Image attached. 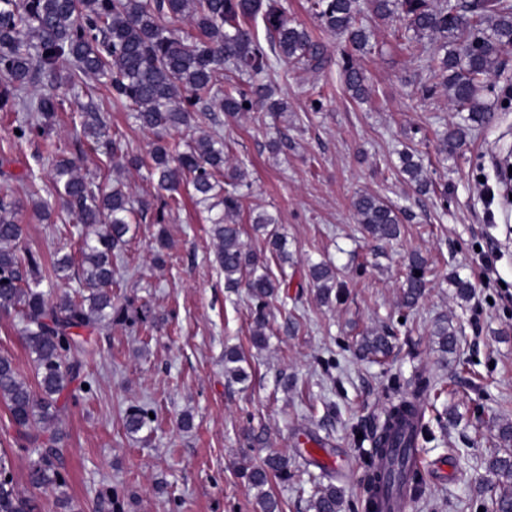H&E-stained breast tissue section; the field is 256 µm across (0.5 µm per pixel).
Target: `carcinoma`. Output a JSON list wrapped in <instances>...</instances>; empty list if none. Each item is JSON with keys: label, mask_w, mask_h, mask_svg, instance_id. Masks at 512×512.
Wrapping results in <instances>:
<instances>
[{"label": "carcinoma", "mask_w": 512, "mask_h": 512, "mask_svg": "<svg viewBox=\"0 0 512 512\" xmlns=\"http://www.w3.org/2000/svg\"><path fill=\"white\" fill-rule=\"evenodd\" d=\"M364 0H312L311 10L323 29L366 49L371 33L363 24ZM379 21H398L413 32L406 49L424 61L433 77L442 78L448 97L459 111L467 113L462 123L450 129L442 140V152L452 155L471 132L489 123L491 108L480 100L481 79L497 68L501 54L512 48V0H470L456 9L448 0L434 6L429 0H370ZM189 17L197 36H183L177 23ZM263 24L265 41L256 28ZM438 35L443 43L430 48L422 43ZM324 47L310 32L291 22L280 0H0V110L22 114L16 125L17 139L47 136L65 99L56 89L67 84L90 91L85 78L99 81L100 89L113 105L128 109L133 122L156 131L157 139L144 155L129 154L126 163L146 169L161 198L156 221L164 223V210L179 206L177 193L190 189L195 202L221 208L211 218L216 240L215 261L224 272L229 288L247 289L253 309V346L266 347L267 313L270 303L288 306L286 277L275 278L266 265L245 249L236 217L248 197L245 173L234 170L224 183V139L200 130L219 110L230 117L241 112L288 111L286 102L253 88L258 76H271L280 64L295 69H320L325 65ZM69 64L67 77L61 76ZM343 83L356 98L367 94L363 71L346 61ZM83 134L117 152L120 142L112 136L104 116L91 107L82 112ZM186 129L185 145L169 142L161 132ZM55 194L64 210L83 227L79 256L65 252L45 267L34 254L22 255L17 243L22 225L16 221L18 208L0 199V313L16 310L23 327L22 340L32 357L36 386L19 378L12 358L0 355V401L9 411L13 425L26 432L40 426L48 436L27 468L28 488L14 481L12 458L0 452V512H41L34 490L60 491L67 485L58 462L60 397L83 368L79 354L87 339L81 331L96 323L135 324L128 307L112 301L117 269L115 251L126 242L137 215L152 202L137 200L120 185L105 192L79 172L77 163L49 152ZM400 172L408 175L418 190H427V178L414 155L400 153ZM362 230L377 241H392L400 235L396 209L378 196L359 195L354 202ZM257 227L267 231L268 243L278 259L288 262L286 239L270 227L272 218L259 214ZM425 260L418 254L410 259V274L402 293V306L412 308L423 298L427 281L420 275ZM88 295L77 301L64 293L54 300L42 289L43 281L66 280L72 269ZM308 284L316 289L320 302L328 304L336 295L339 272L329 264L309 266ZM432 335L440 350L452 352L456 332L444 319ZM388 335L362 337L358 351L364 356L387 355ZM245 357L234 347L224 350V376L243 383L248 373ZM428 381L414 383L407 396L392 404L386 422L370 436L372 450L365 456L368 472L365 512H377L375 499L382 489H413L422 493L419 469L409 458L420 453L427 429L423 424ZM151 409L133 406L124 416V428L136 436L149 428ZM500 447L491 448L489 469L498 476L490 498L491 512H512V423L494 419ZM257 490L259 512H281L279 501L264 490L273 475L286 482L293 477L294 461L273 452L258 466L242 469ZM343 496L336 485H319L310 500L313 512H341Z\"/></svg>", "instance_id": "cac0c4a2"}]
</instances>
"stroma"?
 Instances as JSON below:
<instances>
[{
	"label": "stroma",
	"instance_id": "obj_1",
	"mask_svg": "<svg viewBox=\"0 0 512 512\" xmlns=\"http://www.w3.org/2000/svg\"><path fill=\"white\" fill-rule=\"evenodd\" d=\"M281 2L291 20L325 45L324 69L279 67L270 84L288 102L283 117L245 112L233 119L216 111L212 118L224 136L226 166L245 170L251 185L238 219L241 239L270 267H283L292 282L288 307L270 306L269 343L257 350L250 341V300L245 289L225 286L206 212L188 197L167 212L169 247L161 265L153 260L159 226L146 215L122 249L113 289L115 303L128 306L136 323L92 329V352L63 397V472L77 512H113L116 496L131 501L129 512H257L241 467L260 464L272 451L295 455L309 434L331 450L342 512H353L364 484L354 434L380 423L401 381L418 370L443 380L448 394L425 415L432 431L419 454L429 465L426 495L411 501L408 512H479L488 500L486 449L495 437L486 422L492 415L512 422V303L502 298L512 289V243L505 241L502 206L488 204L480 190L495 179L499 149L512 145V110L496 107L500 88L512 83V51L482 81L480 96L496 109L493 122L448 156L440 139L461 114L406 50L404 27L365 16L373 51L356 55L322 30L308 0ZM348 54L369 78L361 103L340 78ZM59 94L66 111L49 136L61 155L76 158L82 174L101 186L118 178L134 197L153 194L143 173L119 168L104 147L77 138L68 114L87 96L65 87ZM313 98L322 100L321 111L310 110ZM98 105L125 150L150 149L154 132L107 100ZM14 127L13 113L0 111V155L9 160L0 197L20 205L19 251L47 265L57 250L76 249L82 227L58 210L47 220L34 212L24 175L34 171L40 197L53 199L50 165L42 139L15 140ZM404 149L421 163L427 193L400 173ZM362 193L402 209L398 240L363 237L353 208ZM260 212L272 215L286 235L288 265H279L265 234L254 231ZM494 242L501 256L490 276L480 254ZM415 252L426 260L429 289L409 311L400 305V289ZM321 261L340 271L341 296L329 304L303 284L309 264ZM454 273L474 286L468 302H460L448 281ZM441 317L457 331L455 352H440L432 335ZM18 326L17 315H0V355L11 357L31 383L33 364ZM385 330L394 334L391 357L382 364L358 359L354 341ZM228 346L247 359L249 382L225 379ZM143 404L153 411V431L135 440L125 432L124 413ZM186 414L187 429L181 425ZM319 474L312 466L285 483L269 479L266 489L283 512H310Z\"/></svg>",
	"mask_w": 512,
	"mask_h": 512
}]
</instances>
